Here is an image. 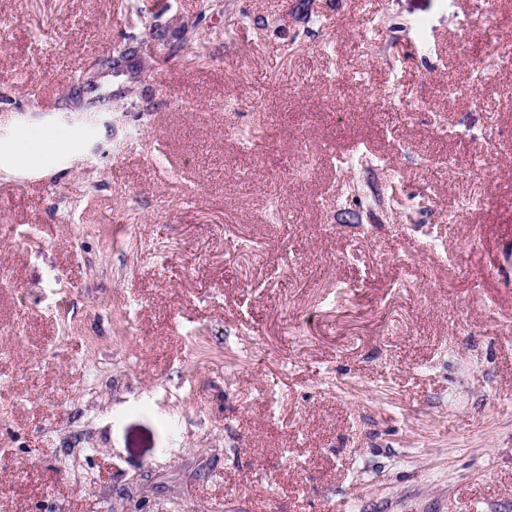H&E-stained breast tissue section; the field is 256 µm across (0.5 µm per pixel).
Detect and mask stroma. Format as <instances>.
I'll return each instance as SVG.
<instances>
[{"mask_svg":"<svg viewBox=\"0 0 512 512\" xmlns=\"http://www.w3.org/2000/svg\"><path fill=\"white\" fill-rule=\"evenodd\" d=\"M471 11L0 0V512H512V70Z\"/></svg>","mask_w":512,"mask_h":512,"instance_id":"stroma-1","label":"stroma"}]
</instances>
